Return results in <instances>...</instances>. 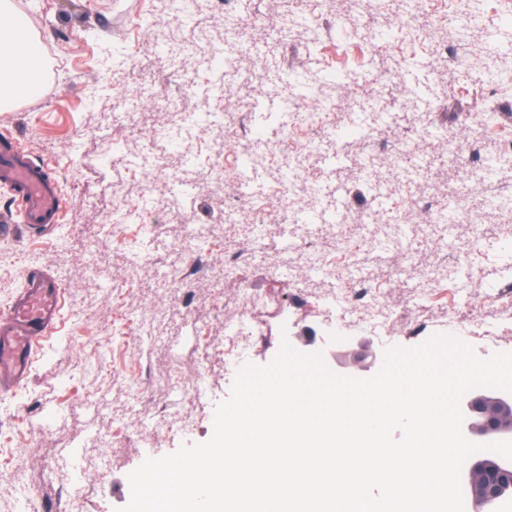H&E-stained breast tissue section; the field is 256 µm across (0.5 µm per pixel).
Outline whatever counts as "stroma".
<instances>
[{"label": "stroma", "instance_id": "35a3bbf8", "mask_svg": "<svg viewBox=\"0 0 512 512\" xmlns=\"http://www.w3.org/2000/svg\"><path fill=\"white\" fill-rule=\"evenodd\" d=\"M20 9L50 67L41 95L0 112V136L52 163L67 206L50 236H0V312L30 265L63 278L67 312L26 384L0 397V512H117L144 459L210 440L235 379L224 349L246 288L270 299L244 352L253 365L269 364L292 333L326 360L344 345L409 349L437 334L483 359L512 352V207L485 202L489 191L512 193V168L469 185L496 152L481 118L491 76L512 104V28L500 26L512 0H254L245 14L234 0H195L186 15L168 0ZM430 28L463 39L464 76L412 35ZM217 50L239 74L224 95L207 92ZM292 98L297 131L313 144L293 173L274 120ZM205 109L221 123L159 147L183 113ZM441 124L444 141L433 134ZM175 176L190 196H173ZM287 179L289 204L275 195ZM460 197L464 213L439 223ZM116 198L138 211L110 235ZM485 225L498 244L461 270L459 247ZM227 253L242 255L238 269L225 271ZM359 280L377 300L352 309L346 290Z\"/></svg>", "mask_w": 512, "mask_h": 512}]
</instances>
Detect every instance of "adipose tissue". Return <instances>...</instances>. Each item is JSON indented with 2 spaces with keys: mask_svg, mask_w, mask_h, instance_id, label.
I'll list each match as a JSON object with an SVG mask.
<instances>
[{
  "mask_svg": "<svg viewBox=\"0 0 512 512\" xmlns=\"http://www.w3.org/2000/svg\"><path fill=\"white\" fill-rule=\"evenodd\" d=\"M0 15L8 16L0 26V112L17 101L18 89L32 90L44 77L43 49L28 18L13 9L12 0H0Z\"/></svg>",
  "mask_w": 512,
  "mask_h": 512,
  "instance_id": "1",
  "label": "adipose tissue"
}]
</instances>
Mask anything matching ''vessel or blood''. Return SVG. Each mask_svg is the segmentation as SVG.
<instances>
[{
  "label": "vessel or blood",
  "instance_id": "b4317fda",
  "mask_svg": "<svg viewBox=\"0 0 512 512\" xmlns=\"http://www.w3.org/2000/svg\"><path fill=\"white\" fill-rule=\"evenodd\" d=\"M0 185L13 192L14 209L27 236L54 232L64 208L53 168L30 159L19 142H0ZM65 286L48 271L28 268L24 285L0 314V394L27 381L39 352L64 319Z\"/></svg>",
  "mask_w": 512,
  "mask_h": 512
}]
</instances>
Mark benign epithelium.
I'll return each mask as SVG.
<instances>
[{"instance_id":"benign-epithelium-1","label":"benign epithelium","mask_w":512,"mask_h":512,"mask_svg":"<svg viewBox=\"0 0 512 512\" xmlns=\"http://www.w3.org/2000/svg\"><path fill=\"white\" fill-rule=\"evenodd\" d=\"M383 357L377 350L366 347L350 354L340 364L344 375L360 378L378 371ZM464 416L462 431L474 443L512 440V392L493 388H475L461 400ZM461 480L471 490L476 510L492 502L512 500V461L476 459L461 473Z\"/></svg>"}]
</instances>
